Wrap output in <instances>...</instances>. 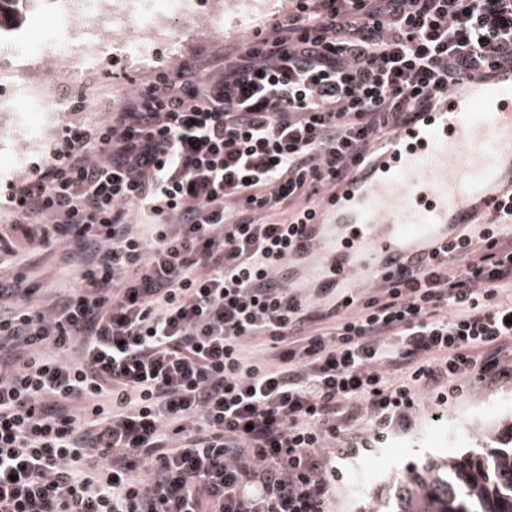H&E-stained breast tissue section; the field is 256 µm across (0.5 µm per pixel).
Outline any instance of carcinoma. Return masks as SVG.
<instances>
[{"label":"carcinoma","mask_w":512,"mask_h":512,"mask_svg":"<svg viewBox=\"0 0 512 512\" xmlns=\"http://www.w3.org/2000/svg\"><path fill=\"white\" fill-rule=\"evenodd\" d=\"M47 0H0V42L19 34ZM374 512H512V438L493 448L429 456Z\"/></svg>","instance_id":"cac0c4a2"}]
</instances>
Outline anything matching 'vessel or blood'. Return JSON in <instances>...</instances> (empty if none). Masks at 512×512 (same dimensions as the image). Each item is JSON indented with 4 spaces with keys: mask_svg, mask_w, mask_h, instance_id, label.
<instances>
[{
    "mask_svg": "<svg viewBox=\"0 0 512 512\" xmlns=\"http://www.w3.org/2000/svg\"><path fill=\"white\" fill-rule=\"evenodd\" d=\"M326 196L284 262L293 287L356 288L447 245L512 184V68L453 92L373 147Z\"/></svg>",
    "mask_w": 512,
    "mask_h": 512,
    "instance_id": "b4317fda",
    "label": "vessel or blood"
}]
</instances>
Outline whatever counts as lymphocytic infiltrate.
Returning a JSON list of instances; mask_svg holds the SVG:
<instances>
[{
  "label": "lymphocytic infiltrate",
  "instance_id": "1",
  "mask_svg": "<svg viewBox=\"0 0 512 512\" xmlns=\"http://www.w3.org/2000/svg\"><path fill=\"white\" fill-rule=\"evenodd\" d=\"M512 67V0H298L244 47L64 127L5 184L87 253L0 287V512H335L339 460L512 376V191L337 301L275 272L373 142ZM337 448H330V441Z\"/></svg>",
  "mask_w": 512,
  "mask_h": 512
}]
</instances>
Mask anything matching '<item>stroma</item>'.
<instances>
[{
    "instance_id": "35a3bbf8",
    "label": "stroma",
    "mask_w": 512,
    "mask_h": 512,
    "mask_svg": "<svg viewBox=\"0 0 512 512\" xmlns=\"http://www.w3.org/2000/svg\"><path fill=\"white\" fill-rule=\"evenodd\" d=\"M294 2L257 0L254 13L248 14L221 10L219 0H191L189 14L171 15L170 42L143 65L122 57L105 58L99 66L74 79L67 61L46 55L32 62L24 71V78L41 82L44 94L63 99L66 109L56 115L39 145H27L18 136L0 142V184L22 180L30 164L48 153L65 125L106 120L126 96L148 91L156 72L174 73L198 57L246 44L263 21L288 10ZM50 28L86 50L95 46L85 21L75 18L60 24L46 10L33 18L21 40L29 46L40 43ZM21 247L27 250L22 263L0 265V286L36 288L41 296L51 297L61 286L56 278L59 268L64 266L67 255L76 250L73 241L56 247L27 246L18 234L0 235L1 256ZM433 412L430 400H423L412 429L392 433L378 447L342 465V477L337 484L338 512H371L377 499L395 494L401 479L420 464L424 455L465 454L474 447L475 438L458 434L461 420H471L474 427L484 429L493 424L512 425V378L489 387L475 385L470 394L449 406L443 417H434Z\"/></svg>"
}]
</instances>
